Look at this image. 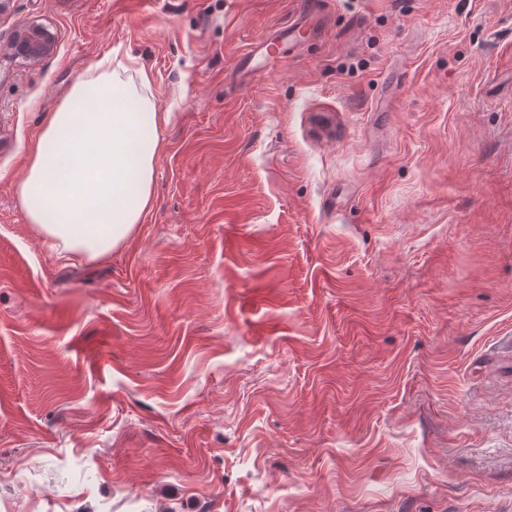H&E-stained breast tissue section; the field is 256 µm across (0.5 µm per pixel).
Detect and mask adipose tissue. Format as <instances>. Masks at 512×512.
<instances>
[{
	"mask_svg": "<svg viewBox=\"0 0 512 512\" xmlns=\"http://www.w3.org/2000/svg\"><path fill=\"white\" fill-rule=\"evenodd\" d=\"M149 88L145 69L123 79L104 57L30 146L16 193L28 222L58 256L101 258L150 210L163 115Z\"/></svg>",
	"mask_w": 512,
	"mask_h": 512,
	"instance_id": "1",
	"label": "adipose tissue"
}]
</instances>
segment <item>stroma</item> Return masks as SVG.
Here are the masks:
<instances>
[{
  "label": "stroma",
  "mask_w": 512,
  "mask_h": 512,
  "mask_svg": "<svg viewBox=\"0 0 512 512\" xmlns=\"http://www.w3.org/2000/svg\"><path fill=\"white\" fill-rule=\"evenodd\" d=\"M304 17L274 70L247 57ZM0 512H512V0H12ZM154 203L60 258L16 195L96 62ZM55 47V36L48 29L29 25L15 29L5 47H0L11 57H24L30 61H38L50 55Z\"/></svg>",
  "instance_id": "stroma-1"
}]
</instances>
